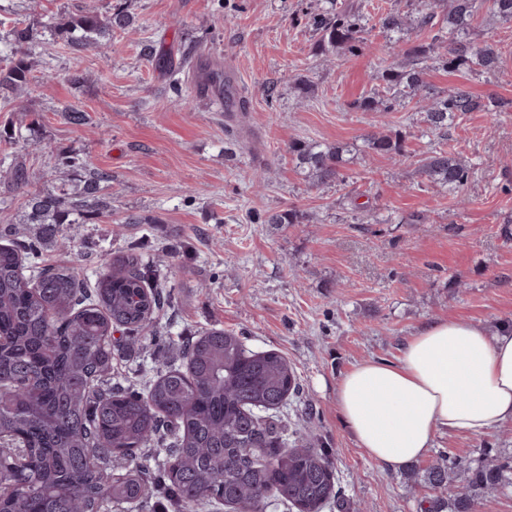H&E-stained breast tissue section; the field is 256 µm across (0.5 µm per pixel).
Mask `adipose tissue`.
Wrapping results in <instances>:
<instances>
[{
    "mask_svg": "<svg viewBox=\"0 0 512 512\" xmlns=\"http://www.w3.org/2000/svg\"><path fill=\"white\" fill-rule=\"evenodd\" d=\"M336 407L357 446L393 470L427 455L438 433L492 432L512 423V332L426 323L397 361L365 360L342 375Z\"/></svg>",
    "mask_w": 512,
    "mask_h": 512,
    "instance_id": "adipose-tissue-1",
    "label": "adipose tissue"
}]
</instances>
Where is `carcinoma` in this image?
<instances>
[{
  "label": "carcinoma",
  "instance_id": "obj_1",
  "mask_svg": "<svg viewBox=\"0 0 512 512\" xmlns=\"http://www.w3.org/2000/svg\"><path fill=\"white\" fill-rule=\"evenodd\" d=\"M390 9L378 20L395 60L378 72L381 89L352 108L387 114L413 102L422 113L423 133L448 136L469 112L506 110L496 98H479L463 88L440 93L427 70H466L480 76L502 66L491 39L474 43L469 28L483 0H435ZM488 18L512 20V0H491ZM132 17L117 2L107 15L85 10L62 24L57 36L87 49L112 30L126 31ZM318 35L315 54L354 57L369 42L368 18L350 0H329L309 16ZM11 56L0 65V97L17 93L31 79L30 49L38 30L22 22L9 32ZM405 135L390 128L364 135L374 154L403 156ZM288 154L313 187L345 183L353 149L340 143L293 140ZM52 186L30 196L22 223L0 227V435L17 437L30 466L0 474L16 485L3 512H112L132 509L162 490L178 512H204L212 503L239 512H264L270 498L316 512L337 497L333 462L310 440L286 447L278 409L299 394L294 370L275 351L253 353L238 334L204 331L183 346L184 366L166 368L142 391L112 379L116 348L112 326L131 336L155 333V313L170 302L133 248L107 253V273L88 288L72 266L43 267L31 281L23 256L37 259L63 236L66 224H91L110 205L112 174L88 169L78 153L59 152ZM420 173L433 185L460 195L471 166L451 147L439 145L421 160ZM19 163L5 172L13 191L29 182ZM297 208L269 214L264 224H306ZM166 449L161 479L144 465L145 448ZM127 465L114 474V463ZM512 460L478 465L441 455L428 471L429 484L447 488L459 475L466 487L448 501L429 498L419 512H475L476 501L498 490Z\"/></svg>",
  "mask_w": 512,
  "mask_h": 512
}]
</instances>
